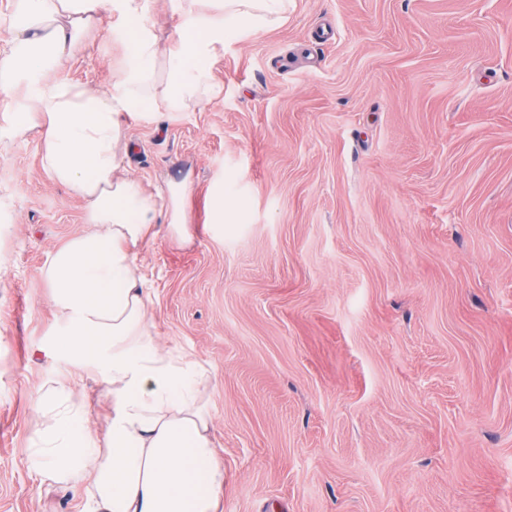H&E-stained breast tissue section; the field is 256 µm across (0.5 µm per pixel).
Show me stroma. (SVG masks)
Here are the masks:
<instances>
[{
	"mask_svg": "<svg viewBox=\"0 0 512 512\" xmlns=\"http://www.w3.org/2000/svg\"><path fill=\"white\" fill-rule=\"evenodd\" d=\"M122 57L103 11L64 73ZM212 79L131 124L128 173L189 186L191 240L156 224L139 260L210 374L222 512H512V0H290ZM38 144L0 138V512H82L28 464L65 369L42 270L86 230Z\"/></svg>",
	"mask_w": 512,
	"mask_h": 512,
	"instance_id": "obj_1",
	"label": "stroma"
}]
</instances>
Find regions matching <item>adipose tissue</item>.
<instances>
[{
    "label": "adipose tissue",
    "instance_id": "adipose-tissue-1",
    "mask_svg": "<svg viewBox=\"0 0 512 512\" xmlns=\"http://www.w3.org/2000/svg\"><path fill=\"white\" fill-rule=\"evenodd\" d=\"M145 0H14L0 18V137L41 133L43 169L86 201L92 232L57 249L44 269L60 324L47 357L73 376L36 400L43 424L30 463L41 482L85 481L83 512H219L224 466L202 390L207 370L154 335L151 298L137 250L158 215L185 238L184 191L163 202L123 171L133 146L127 130L155 107L158 63H165L169 108L222 89L211 71L228 39L277 25L288 0H174L187 21L160 46L143 19ZM110 7L124 46L123 76L93 88L62 76L101 7ZM99 376L112 400L105 434L90 422L94 397L76 394V372Z\"/></svg>",
    "mask_w": 512,
    "mask_h": 512
}]
</instances>
